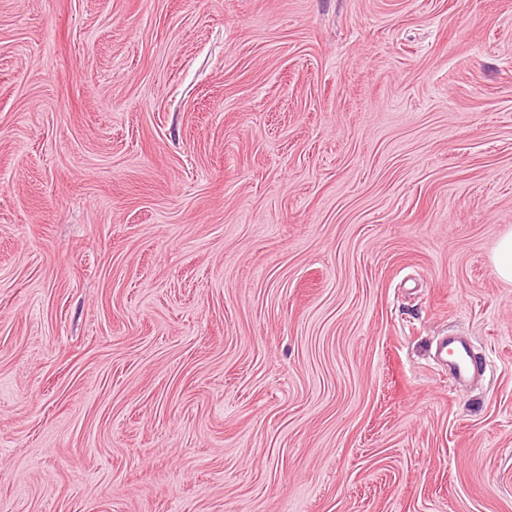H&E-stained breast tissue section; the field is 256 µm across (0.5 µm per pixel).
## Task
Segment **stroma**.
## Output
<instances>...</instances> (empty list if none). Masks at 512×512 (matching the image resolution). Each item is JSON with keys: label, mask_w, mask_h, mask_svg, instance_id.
Instances as JSON below:
<instances>
[{"label": "stroma", "mask_w": 512, "mask_h": 512, "mask_svg": "<svg viewBox=\"0 0 512 512\" xmlns=\"http://www.w3.org/2000/svg\"><path fill=\"white\" fill-rule=\"evenodd\" d=\"M511 231L512 0H0V512H512ZM495 276L505 282L512 283V233L500 240L493 259ZM435 360L448 367V386L464 387L483 370L482 359L465 336H444L436 344Z\"/></svg>", "instance_id": "35a3bbf8"}]
</instances>
